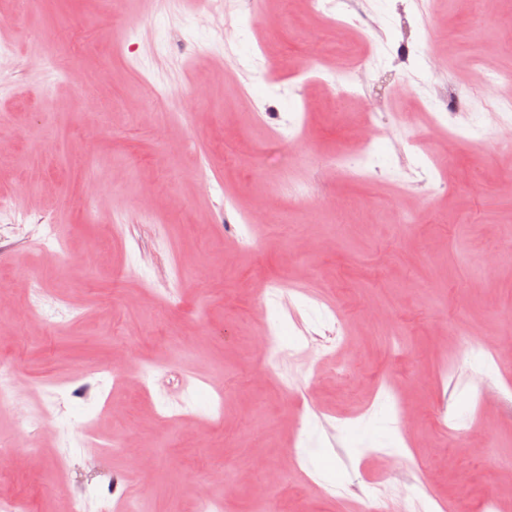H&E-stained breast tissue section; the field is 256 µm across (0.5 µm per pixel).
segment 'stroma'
I'll list each match as a JSON object with an SVG mask.
<instances>
[{"instance_id":"stroma-1","label":"stroma","mask_w":512,"mask_h":512,"mask_svg":"<svg viewBox=\"0 0 512 512\" xmlns=\"http://www.w3.org/2000/svg\"><path fill=\"white\" fill-rule=\"evenodd\" d=\"M353 15L376 30L366 90L413 137L406 155L353 138L362 117L332 94L333 57L318 80L293 78L312 42L353 36L301 0H0L14 58L82 65L102 104L83 111L69 84L0 69V197L49 216L66 250H39L35 225L0 217V362L31 410L67 397L34 447L0 402V499L65 512L69 491L126 473L151 486L139 512H199L205 495L223 512H347L383 484L398 493L388 512L434 498L512 512V198L499 192L512 149L490 122L512 88L471 98L456 135L428 132L437 89L463 88L473 60L512 70V0H359ZM228 23L244 30L230 43ZM174 112L190 119L169 126L185 142L170 158L156 130ZM340 149L369 155L370 174L327 165ZM437 155L453 159L441 178ZM200 162L219 190L198 187ZM89 179L104 191L84 201ZM296 179L314 183L317 222L285 198L245 229L243 212ZM336 197L349 206L325 210ZM34 279L55 314L45 326L30 322ZM336 323L340 345L305 352ZM259 335L279 359L256 353ZM467 336L495 354H469ZM148 364L160 371L146 381ZM90 432L139 440L149 470L119 448L88 467Z\"/></svg>"}]
</instances>
